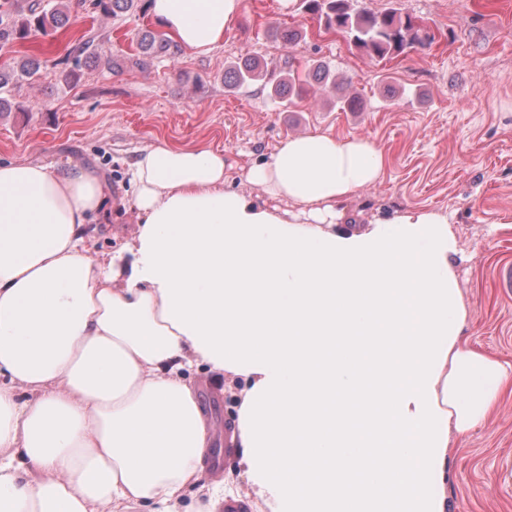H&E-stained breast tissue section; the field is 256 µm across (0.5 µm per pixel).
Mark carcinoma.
I'll return each instance as SVG.
<instances>
[{"mask_svg": "<svg viewBox=\"0 0 512 512\" xmlns=\"http://www.w3.org/2000/svg\"><path fill=\"white\" fill-rule=\"evenodd\" d=\"M139 0H96L104 15L133 13ZM307 13L316 16L324 29L340 34L370 58L378 61L392 59L410 52L417 46H429L432 38L422 36L415 17L397 8L375 13L355 5L356 0H303ZM71 0H57L47 7L41 0H0V44L24 45L30 31L66 34ZM138 64L146 65L156 57L171 54L177 45L159 33L143 31L137 41ZM41 62L26 54L10 64H0V90L22 80L34 79ZM291 61L276 70L258 59L246 57L224 71V85L243 89L259 80H266L284 107L306 97L311 84L291 74Z\"/></svg>", "mask_w": 512, "mask_h": 512, "instance_id": "carcinoma-1", "label": "carcinoma"}]
</instances>
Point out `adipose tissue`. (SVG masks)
Returning a JSON list of instances; mask_svg holds the SVG:
<instances>
[{
	"label": "adipose tissue",
	"instance_id": "ef3b65f1",
	"mask_svg": "<svg viewBox=\"0 0 512 512\" xmlns=\"http://www.w3.org/2000/svg\"><path fill=\"white\" fill-rule=\"evenodd\" d=\"M206 55L242 0H148ZM374 141L291 135L229 185L224 151L165 143L128 169L137 227L85 232L110 191L79 163L0 161V512H171L213 426L186 372L245 378L237 429L271 512H445L449 432L483 424L512 366L461 345L446 213L340 235L381 180Z\"/></svg>",
	"mask_w": 512,
	"mask_h": 512
}]
</instances>
